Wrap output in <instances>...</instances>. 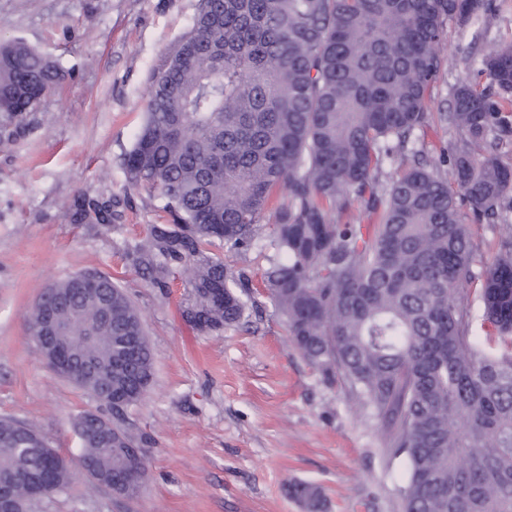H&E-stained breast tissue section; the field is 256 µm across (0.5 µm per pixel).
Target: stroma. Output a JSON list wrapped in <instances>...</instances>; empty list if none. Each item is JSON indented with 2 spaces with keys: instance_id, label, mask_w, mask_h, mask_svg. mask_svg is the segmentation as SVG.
I'll list each match as a JSON object with an SVG mask.
<instances>
[{
  "instance_id": "obj_1",
  "label": "stroma",
  "mask_w": 512,
  "mask_h": 512,
  "mask_svg": "<svg viewBox=\"0 0 512 512\" xmlns=\"http://www.w3.org/2000/svg\"><path fill=\"white\" fill-rule=\"evenodd\" d=\"M439 45L441 77L428 107H451L452 89L483 54L512 39V0ZM198 0H0V44L24 40L65 80L39 109L0 114V418L34 425L77 454L74 422L95 408L54 373L29 316L42 289L88 271L112 276L142 315L154 360L144 397L118 420L148 442L139 493L122 496L76 477L32 512H303L287 489L318 485L325 512H402L399 466L388 464L374 410L327 380L293 345L263 289L246 296V322L202 333L182 311L190 289L173 275L152 287L127 254L167 215L158 193L131 187L124 158L140 127L151 72L189 28ZM273 216L257 249L225 264L258 272L274 257Z\"/></svg>"
}]
</instances>
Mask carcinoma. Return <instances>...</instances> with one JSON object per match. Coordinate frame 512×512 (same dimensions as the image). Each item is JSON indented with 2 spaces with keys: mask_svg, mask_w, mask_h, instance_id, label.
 Returning <instances> with one entry per match:
<instances>
[{
  "mask_svg": "<svg viewBox=\"0 0 512 512\" xmlns=\"http://www.w3.org/2000/svg\"><path fill=\"white\" fill-rule=\"evenodd\" d=\"M493 10L494 0H199L150 75L125 158L129 182L158 192L172 217L168 233L152 224L128 244L137 272L155 288L181 273L183 319L201 332L241 324L242 295L265 289L295 347L375 411L388 463H405L403 512H512V353L482 350L464 296L482 278L481 328L512 339V233L479 276L464 222L496 224L512 208V40L482 57L483 84L461 81L437 113L460 137L436 160L409 147L432 120L448 22ZM64 78L25 42L0 45V112L36 111ZM395 157L401 169L382 180ZM268 212L278 258L258 280L225 266L214 249L249 253ZM52 287L70 344L96 359L79 387L139 402L150 346L112 360L145 335L128 295L112 279L88 293L72 277ZM45 441L0 419V498L16 512L75 478ZM79 452L117 491L134 471L109 440ZM289 493L324 512L319 487Z\"/></svg>",
  "mask_w": 512,
  "mask_h": 512,
  "instance_id": "cac0c4a2",
  "label": "carcinoma"
}]
</instances>
